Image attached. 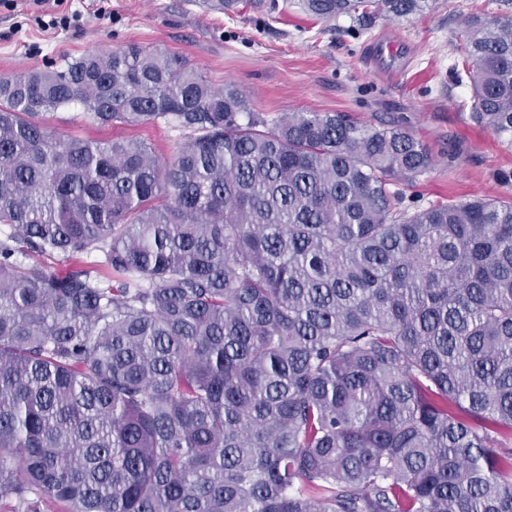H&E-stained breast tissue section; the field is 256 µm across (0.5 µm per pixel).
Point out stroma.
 Here are the masks:
<instances>
[{
  "instance_id": "obj_1",
  "label": "stroma",
  "mask_w": 512,
  "mask_h": 512,
  "mask_svg": "<svg viewBox=\"0 0 512 512\" xmlns=\"http://www.w3.org/2000/svg\"><path fill=\"white\" fill-rule=\"evenodd\" d=\"M288 0L268 15L262 0L236 13L208 10L204 0H20L0 6V76L50 69L91 50L130 42L186 56L217 88L232 83L269 121L292 111L346 112L366 124L405 126L430 151L434 165L394 187L404 206L421 209L478 195L512 202V145L471 117L468 85L453 74L455 44L472 16L495 18L494 0H436L424 14L348 18L324 24ZM80 12L78 25L49 27L51 17ZM393 52L373 54V44ZM63 138H123L151 143L171 157L187 132L165 125L99 126L79 108L44 113Z\"/></svg>"
}]
</instances>
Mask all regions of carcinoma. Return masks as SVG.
<instances>
[{
  "mask_svg": "<svg viewBox=\"0 0 512 512\" xmlns=\"http://www.w3.org/2000/svg\"><path fill=\"white\" fill-rule=\"evenodd\" d=\"M301 2L320 22L430 7ZM498 5L469 21L456 77L512 144ZM74 104L189 136L162 159L42 123ZM432 165L402 127L270 123L242 88L137 43L1 77L0 503L512 512V202L401 206L391 186Z\"/></svg>",
  "mask_w": 512,
  "mask_h": 512,
  "instance_id": "1",
  "label": "carcinoma"
}]
</instances>
